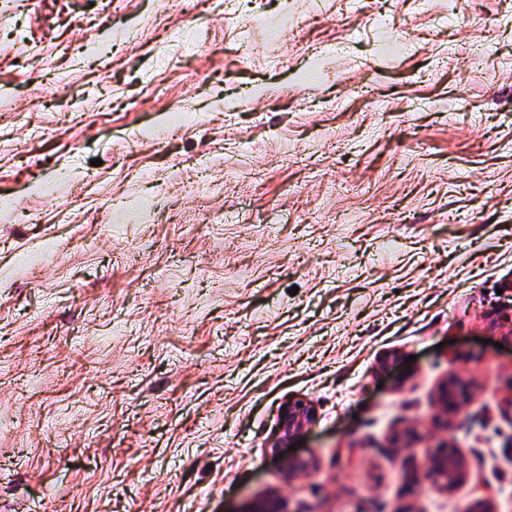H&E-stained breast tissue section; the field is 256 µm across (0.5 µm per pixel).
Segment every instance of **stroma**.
Instances as JSON below:
<instances>
[{
	"label": "stroma",
	"instance_id": "obj_1",
	"mask_svg": "<svg viewBox=\"0 0 512 512\" xmlns=\"http://www.w3.org/2000/svg\"><path fill=\"white\" fill-rule=\"evenodd\" d=\"M193 5H4L0 512H512V0ZM467 386L462 375L458 371L452 370L439 387V397L445 410L444 423L447 429L452 426L460 404L467 397ZM281 410H284V413L280 412V429L288 438L299 433L315 418L314 406L301 399L289 401ZM446 447L427 448L422 470L418 474L440 490L449 492L462 476L464 460L456 451Z\"/></svg>",
	"mask_w": 512,
	"mask_h": 512
}]
</instances>
